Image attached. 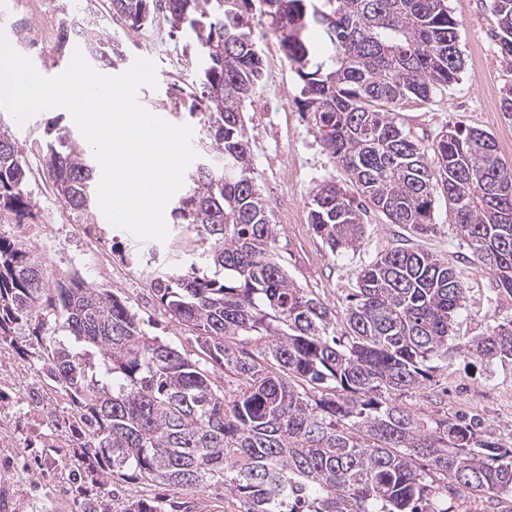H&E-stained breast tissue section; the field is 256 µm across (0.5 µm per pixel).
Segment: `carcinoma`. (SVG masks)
<instances>
[{
    "label": "carcinoma",
    "instance_id": "cac0c4a2",
    "mask_svg": "<svg viewBox=\"0 0 512 512\" xmlns=\"http://www.w3.org/2000/svg\"><path fill=\"white\" fill-rule=\"evenodd\" d=\"M500 52L512 58V0H489ZM56 52L78 44L100 67L126 61L123 40L58 6ZM139 28L161 12L196 57L184 100L202 160L171 216L209 245L222 277L195 265L155 279L171 319L192 329L205 363L150 336L118 294L0 238V343L27 326L43 386L64 396L85 436L70 472L101 476L102 496L131 476L176 494L221 484L239 512H452L448 490L512 497V444L474 418L428 419L390 399L419 392L448 354L512 359V320L456 334L466 289L420 241L443 201L475 261L512 295V168L493 135L456 122L423 146L397 107L456 82L464 62L447 0H108ZM267 17L347 181L312 196L309 223L332 255L355 253L371 213L409 233L361 265L343 319L294 284L261 196L242 107L262 76L253 19ZM44 163L64 204L92 220L90 152L69 127L49 128ZM28 167L0 127V217L32 209ZM62 331L75 346L56 340ZM218 368L235 385H216ZM173 498H133L125 512H182Z\"/></svg>",
    "mask_w": 512,
    "mask_h": 512
}]
</instances>
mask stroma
Returning <instances> with one entry per match:
<instances>
[{
    "label": "stroma",
    "instance_id": "obj_1",
    "mask_svg": "<svg viewBox=\"0 0 512 512\" xmlns=\"http://www.w3.org/2000/svg\"><path fill=\"white\" fill-rule=\"evenodd\" d=\"M459 23V48L465 60L459 80L436 90L429 99H409L397 109L403 127L428 143L450 123L465 122L487 130L498 142L504 162L512 167V119L500 110L504 86L512 85V60L502 58L495 40L497 23L488 0H448ZM28 18L33 27L52 28L57 22L55 0H0V21L13 24ZM257 49L263 74L255 95L244 104L251 160L262 197L277 224L279 253L295 283L311 290L335 310H343L356 285L359 266L401 240L403 231L370 215L367 233L357 253L335 256L322 244L308 219L318 185L328 177L343 180V169L323 149L310 116L296 102L301 83L268 19L255 21ZM121 37L128 59L147 57L157 65V89L141 88L138 98L165 120L182 121L183 104L176 88H189L195 74L182 40L163 34L152 42L148 30L124 29ZM71 125L68 112L42 111L24 124L0 109V125L9 127L29 166L27 192L33 205L29 218L41 238L34 253L57 275L79 278L89 285L119 294L150 335L161 337L190 358H198L195 337L177 325L160 303L153 280L179 266L213 269L194 236L173 224L165 241L141 240L97 217L84 224L58 196L44 162L48 129L54 122ZM438 232L425 247L457 269L466 289V302L457 315L459 335H482L493 323L512 317V297L499 293L492 274L481 269L468 247L457 237L444 208H437ZM435 392L398 396L397 404L426 418L479 415L488 435L512 441V361L484 363L458 354L448 357L433 378ZM69 459L40 469L36 482L17 487L12 512H31L33 496L67 482Z\"/></svg>",
    "mask_w": 512,
    "mask_h": 512
}]
</instances>
